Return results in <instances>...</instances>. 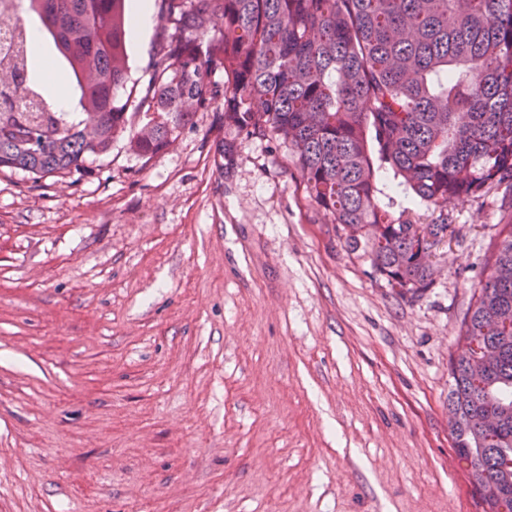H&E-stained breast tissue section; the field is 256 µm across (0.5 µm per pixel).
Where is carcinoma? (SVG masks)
<instances>
[{"label":"carcinoma","mask_w":512,"mask_h":512,"mask_svg":"<svg viewBox=\"0 0 512 512\" xmlns=\"http://www.w3.org/2000/svg\"><path fill=\"white\" fill-rule=\"evenodd\" d=\"M75 80L91 121L47 109L30 51L0 82V168L36 178L79 172L120 135L143 156L171 146L196 112L224 103V128L275 135L308 197L372 276L400 295L433 287L417 232L448 225L393 220L376 179L393 172L420 202L512 187V0H162V38L136 111L123 94L125 0H27ZM224 76V82L216 76ZM452 356V447L484 512H512V219ZM484 350L497 353L478 368Z\"/></svg>","instance_id":"carcinoma-1"}]
</instances>
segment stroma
I'll use <instances>...</instances> for the list:
<instances>
[{
    "instance_id": "obj_1",
    "label": "stroma",
    "mask_w": 512,
    "mask_h": 512,
    "mask_svg": "<svg viewBox=\"0 0 512 512\" xmlns=\"http://www.w3.org/2000/svg\"><path fill=\"white\" fill-rule=\"evenodd\" d=\"M196 112L146 158L0 168V512H483L449 362L512 191L445 223L421 297L372 278L288 148Z\"/></svg>"
}]
</instances>
